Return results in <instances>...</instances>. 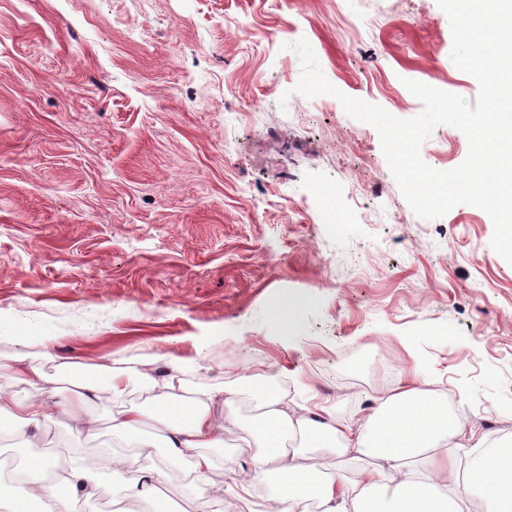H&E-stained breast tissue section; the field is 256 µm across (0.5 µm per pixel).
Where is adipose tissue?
Here are the masks:
<instances>
[{
  "instance_id": "obj_1",
  "label": "adipose tissue",
  "mask_w": 512,
  "mask_h": 512,
  "mask_svg": "<svg viewBox=\"0 0 512 512\" xmlns=\"http://www.w3.org/2000/svg\"><path fill=\"white\" fill-rule=\"evenodd\" d=\"M241 378L228 374L222 387L204 390L188 398L169 392L154 410L121 408L112 414L114 437L149 447L141 431L155 425L165 440L170 457L192 449L193 481L216 500L224 498V468L209 453L224 432L211 415L215 402L231 405ZM125 392L123 372L103 366L96 377L81 384L78 400L63 409L78 431L93 434L95 424L85 416L83 403L89 398L120 401ZM261 415L241 426V439L257 450L251 460V479L240 481L238 498L250 495L253 484L279 477L278 492L267 512H309L318 502L321 512H468L470 498L462 486L482 488L483 512H512V441L505 443L469 425L462 409L450 408L425 383L414 378L400 380L389 395L364 420L339 418L332 409L322 414L296 412L276 396L264 395ZM17 427L41 428L49 414L38 398L17 401L0 394V418ZM299 447L287 445L288 438ZM324 448L337 454L349 451L370 458L372 467L349 477L327 474L301 462L304 449ZM482 449L479 463L459 472L457 460L470 449ZM51 459L43 458L21 469L9 485L0 487V499L11 512H27L30 502L41 504V512H69L76 494L94 497L102 486L103 469L132 471L134 459H115L103 450L94 464H76L46 485Z\"/></svg>"
}]
</instances>
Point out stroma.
<instances>
[{
	"mask_svg": "<svg viewBox=\"0 0 512 512\" xmlns=\"http://www.w3.org/2000/svg\"><path fill=\"white\" fill-rule=\"evenodd\" d=\"M311 45L336 95L296 93ZM437 0H0V392L20 338L49 402L101 365L122 403L154 408L170 361L192 394L227 367L263 375L295 410L311 396L366 417L408 375L470 424L512 437V264L493 222L459 204L419 217L378 131L339 94L417 116L413 80L475 104ZM469 143L442 124L420 147L447 171ZM298 298L288 316L270 308ZM51 414L40 437L0 421V456L61 469L104 446ZM191 454L157 478L160 512H225L190 484Z\"/></svg>",
	"mask_w": 512,
	"mask_h": 512,
	"instance_id": "1",
	"label": "stroma"
}]
</instances>
